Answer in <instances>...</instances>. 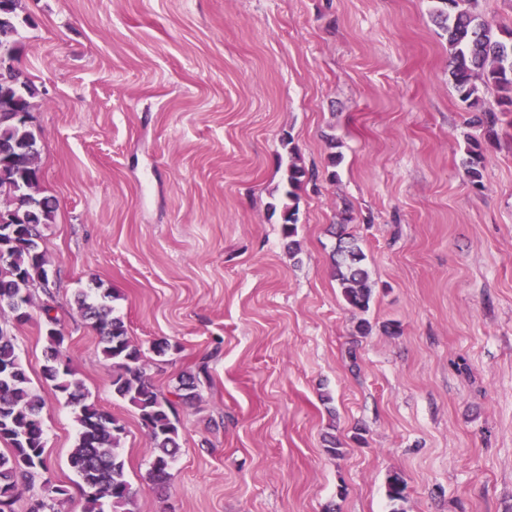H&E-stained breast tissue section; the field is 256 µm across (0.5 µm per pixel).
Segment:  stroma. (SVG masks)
<instances>
[{
    "mask_svg": "<svg viewBox=\"0 0 512 512\" xmlns=\"http://www.w3.org/2000/svg\"><path fill=\"white\" fill-rule=\"evenodd\" d=\"M25 4L18 67L56 204L40 247L70 364L125 426L132 512H390L393 472L404 512H512V117L473 187L437 0ZM287 137L315 174L294 250L271 210ZM344 221L373 285L362 314L331 273ZM107 289L157 388L207 363L164 496L74 303ZM0 328L45 402L49 469L15 510L52 483L80 512L41 320Z\"/></svg>",
    "mask_w": 512,
    "mask_h": 512,
    "instance_id": "35a3bbf8",
    "label": "stroma"
}]
</instances>
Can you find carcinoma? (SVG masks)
<instances>
[{
  "mask_svg": "<svg viewBox=\"0 0 512 512\" xmlns=\"http://www.w3.org/2000/svg\"><path fill=\"white\" fill-rule=\"evenodd\" d=\"M10 8L0 7V141L26 148L37 138L30 122L17 117L31 112L35 88L20 80L16 43L19 36L23 0H7ZM442 28L448 36L451 77L458 98L478 112L471 123L494 133L499 121L494 107L485 103L483 89L493 85L512 104V28H502L487 21L478 9L479 0H438ZM466 172L473 186L482 185L484 153L475 136L467 137ZM313 174L298 163V152L288 150L283 195L287 202L280 208L284 235L297 233L299 191ZM55 205L42 195L40 177L29 168V160L19 158L0 163V316L12 314L16 321L31 318L32 289L39 287L45 299L36 306L44 318L46 346L41 367L45 382L52 383L73 407L78 434L69 454V465L80 479V512H131L136 490L128 479L120 452L125 427L114 415L94 402L87 401L83 382L76 378L69 358L64 354L66 336L55 309L54 282L47 280L51 261L40 249L44 226L53 223ZM337 244L332 254V273L344 300L360 312L369 309L372 288L363 267L365 255L358 239L347 232V225H337ZM111 294L91 298L80 292L76 303L81 317L99 336V354L112 366V397L131 406L147 428L151 460L146 479L159 493L170 485V470L181 451L176 404H191L200 399L198 387L205 366L197 372L179 375L168 392L157 389L147 375L145 354L128 334L123 317L114 314L108 304ZM44 400L32 387L26 365L16 351L14 336L0 328V512H14L22 483H32L48 470L45 431L42 420ZM386 494L393 504L407 498V484L394 474L388 478ZM67 490L61 486L48 489L47 495L31 502L29 512H58L57 503Z\"/></svg>",
  "mask_w": 512,
  "mask_h": 512,
  "instance_id": "obj_1",
  "label": "carcinoma"
}]
</instances>
